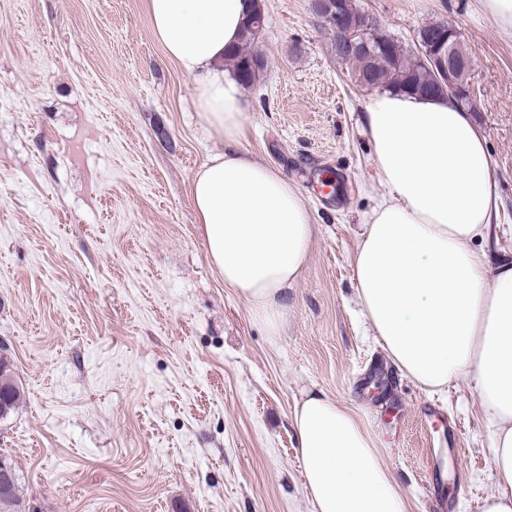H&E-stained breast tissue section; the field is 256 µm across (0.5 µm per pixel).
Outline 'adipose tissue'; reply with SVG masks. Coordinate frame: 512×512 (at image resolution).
<instances>
[{
  "label": "adipose tissue",
  "instance_id": "1",
  "mask_svg": "<svg viewBox=\"0 0 512 512\" xmlns=\"http://www.w3.org/2000/svg\"><path fill=\"white\" fill-rule=\"evenodd\" d=\"M157 41L191 81L202 127L222 141L190 196L208 258L270 332L308 259L313 227L297 187L244 150L248 104L224 73L251 0H146ZM365 126L385 189L357 236L363 316L395 366L431 393L476 390L492 432L493 490L480 512H512V262L475 243L495 225L500 188L488 144L447 97L379 92ZM311 512H406L357 419L309 390L291 412Z\"/></svg>",
  "mask_w": 512,
  "mask_h": 512
}]
</instances>
